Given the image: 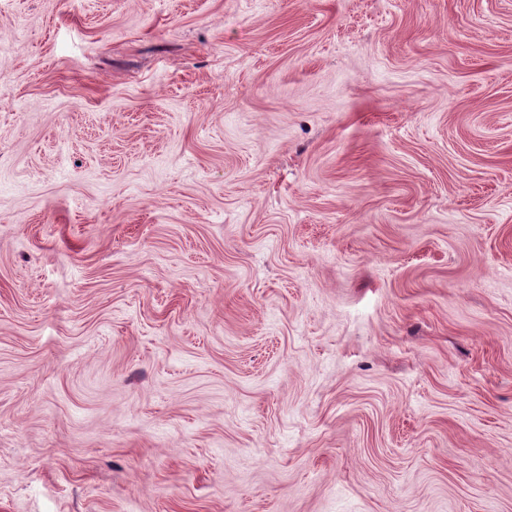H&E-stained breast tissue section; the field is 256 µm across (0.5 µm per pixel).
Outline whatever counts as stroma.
I'll return each mask as SVG.
<instances>
[{"label":"stroma","instance_id":"1","mask_svg":"<svg viewBox=\"0 0 512 512\" xmlns=\"http://www.w3.org/2000/svg\"><path fill=\"white\" fill-rule=\"evenodd\" d=\"M0 512H512V0H0Z\"/></svg>","mask_w":512,"mask_h":512}]
</instances>
